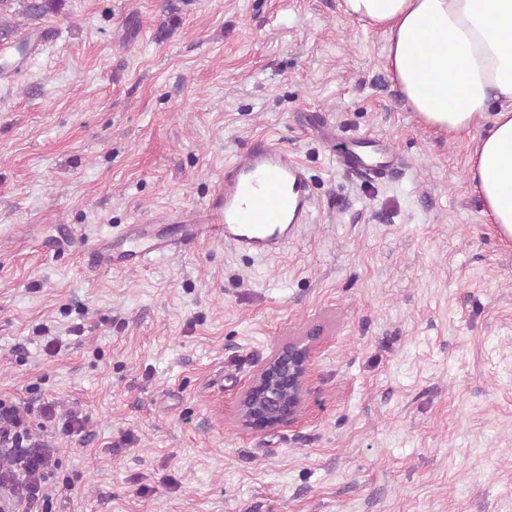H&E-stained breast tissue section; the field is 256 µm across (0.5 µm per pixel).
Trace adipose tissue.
I'll return each instance as SVG.
<instances>
[{
    "label": "adipose tissue",
    "mask_w": 512,
    "mask_h": 512,
    "mask_svg": "<svg viewBox=\"0 0 512 512\" xmlns=\"http://www.w3.org/2000/svg\"><path fill=\"white\" fill-rule=\"evenodd\" d=\"M387 35L385 67L429 127L472 133L469 177L512 239V0H343Z\"/></svg>",
    "instance_id": "adipose-tissue-1"
}]
</instances>
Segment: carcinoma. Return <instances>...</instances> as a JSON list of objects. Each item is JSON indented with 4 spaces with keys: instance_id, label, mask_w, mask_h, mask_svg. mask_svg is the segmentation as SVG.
<instances>
[{
    "instance_id": "obj_1",
    "label": "carcinoma",
    "mask_w": 512,
    "mask_h": 512,
    "mask_svg": "<svg viewBox=\"0 0 512 512\" xmlns=\"http://www.w3.org/2000/svg\"><path fill=\"white\" fill-rule=\"evenodd\" d=\"M65 0H0V43L17 40L13 52L3 55L0 73L5 74L18 68L26 59L31 37L39 32V23L50 15H58L64 8ZM20 15L30 21V32L19 35L17 25L7 15Z\"/></svg>"
}]
</instances>
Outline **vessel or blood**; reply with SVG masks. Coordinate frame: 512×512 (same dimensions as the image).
Segmentation results:
<instances>
[{
    "mask_svg": "<svg viewBox=\"0 0 512 512\" xmlns=\"http://www.w3.org/2000/svg\"><path fill=\"white\" fill-rule=\"evenodd\" d=\"M337 162L346 171L368 177L396 172L401 162L382 138L354 136ZM314 197L307 166L295 153L260 139L240 158L226 162L224 181L205 208L184 220L185 233L223 236L237 251L269 257L280 254L313 221ZM167 238L153 225L130 224L119 245L99 244V265L122 268L169 254Z\"/></svg>",
    "mask_w": 512,
    "mask_h": 512,
    "instance_id": "b4317fda",
    "label": "vessel or blood"
}]
</instances>
